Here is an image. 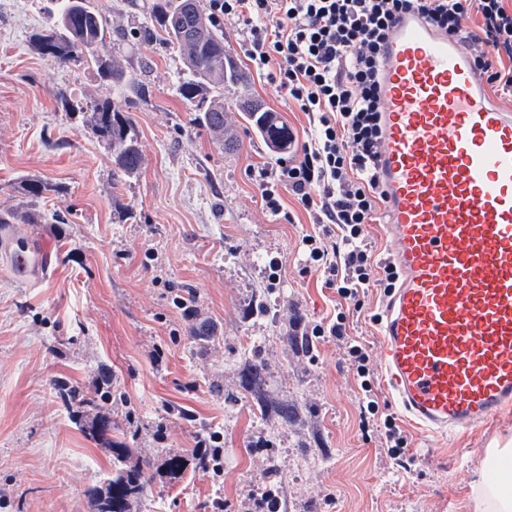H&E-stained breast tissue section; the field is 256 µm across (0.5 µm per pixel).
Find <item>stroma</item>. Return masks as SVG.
Segmentation results:
<instances>
[{"mask_svg":"<svg viewBox=\"0 0 512 512\" xmlns=\"http://www.w3.org/2000/svg\"><path fill=\"white\" fill-rule=\"evenodd\" d=\"M153 0H93L110 31L125 34L118 57L142 85V96L119 92L83 63L57 64L36 47L49 0H0V209L35 204L41 224H0V240L42 247L49 264L35 277L12 278L0 253V512H93L86 491L112 464L101 443L79 428L55 397L64 381L93 393L100 366L112 371V439L153 462L154 478L131 512H241L269 464L284 512H471L469 495L484 449L512 441V411L456 435L406 426L375 378L381 412L405 425L415 457L410 470L392 465L380 439L358 423L360 380L341 361L331 337L308 354L285 339L294 324L309 328L336 315L334 290L304 271L309 216L285 197L284 215L264 206L254 167L279 155L235 108L262 99L303 144L311 123L280 96L243 53L246 34L225 18L224 48L246 70L247 85L224 89V108L239 146L224 150L180 97L186 74L165 45L145 46L135 31L149 22ZM70 104H63L61 96ZM113 102L127 117L144 157L136 177L113 190L112 151L90 132L72 104ZM46 183L39 199L29 180ZM59 213L60 222L50 219ZM278 262L277 284L268 281ZM195 291L200 318L216 338L199 353L194 323L175 307ZM382 289H369L350 329L372 358L381 351ZM255 340L270 394L310 409L299 435L276 416L260 414L240 386L239 342ZM160 363H153V354ZM221 381L225 393L211 389ZM236 397L226 405L225 394ZM167 427L156 440L158 424ZM224 433V474L198 469L195 436ZM308 449H301L300 441ZM187 467L171 479L165 454Z\"/></svg>","mask_w":512,"mask_h":512,"instance_id":"obj_1","label":"stroma"}]
</instances>
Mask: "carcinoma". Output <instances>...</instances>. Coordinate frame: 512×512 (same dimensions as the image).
Here are the masks:
<instances>
[{"mask_svg": "<svg viewBox=\"0 0 512 512\" xmlns=\"http://www.w3.org/2000/svg\"><path fill=\"white\" fill-rule=\"evenodd\" d=\"M47 25L36 38L39 49L57 63L87 62L97 75L112 82L116 88L132 85L120 61L114 55L117 43L108 35L105 20L91 0H51ZM155 24L138 28V40L144 44L156 41L177 51L189 72L179 85L180 95L191 101L203 91H213L217 98L199 117L201 124L214 133L222 146H238L234 128L227 124L224 113V85L247 82L246 74L237 68L224 51V33L201 8L198 0H157L151 6ZM247 119L265 142L278 152H286L293 144L288 126L277 115L252 102L239 105ZM92 133L112 149L115 168L131 178L138 174L144 158L137 140L131 135L128 122L108 103H98L87 115ZM41 217L28 209L0 210V224H37ZM263 367L253 358L239 366L246 389L261 396ZM112 399L111 390L88 397L79 391H66L72 418L78 424L90 421V434L112 452L109 479L88 490L94 512H130V502L141 496L152 480L153 463L142 459L132 465L131 448L112 447V417L105 405ZM263 413L273 412L285 424L303 429L307 426L306 411L294 404L272 402L261 398Z\"/></svg>", "mask_w": 512, "mask_h": 512, "instance_id": "1", "label": "carcinoma"}]
</instances>
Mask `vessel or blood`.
Instances as JSON below:
<instances>
[{"mask_svg":"<svg viewBox=\"0 0 512 512\" xmlns=\"http://www.w3.org/2000/svg\"><path fill=\"white\" fill-rule=\"evenodd\" d=\"M383 231L397 285L381 364L406 420L455 434L512 408V111L458 35L417 14L393 25L380 72ZM19 278L48 257L8 248Z\"/></svg>","mask_w":512,"mask_h":512,"instance_id":"vessel-or-blood-1","label":"vessel or blood"}]
</instances>
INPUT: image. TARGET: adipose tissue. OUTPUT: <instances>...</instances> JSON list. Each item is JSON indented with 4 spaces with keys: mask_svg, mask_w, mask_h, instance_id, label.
Returning a JSON list of instances; mask_svg holds the SVG:
<instances>
[{
    "mask_svg": "<svg viewBox=\"0 0 512 512\" xmlns=\"http://www.w3.org/2000/svg\"><path fill=\"white\" fill-rule=\"evenodd\" d=\"M484 461L471 486L473 512H512V448L485 449Z\"/></svg>",
    "mask_w": 512,
    "mask_h": 512,
    "instance_id": "1",
    "label": "adipose tissue"
}]
</instances>
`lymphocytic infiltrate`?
Returning <instances> with one entry per match:
<instances>
[{
  "instance_id": "obj_1",
  "label": "lymphocytic infiltrate",
  "mask_w": 512,
  "mask_h": 512,
  "mask_svg": "<svg viewBox=\"0 0 512 512\" xmlns=\"http://www.w3.org/2000/svg\"><path fill=\"white\" fill-rule=\"evenodd\" d=\"M215 22L231 16L248 30L244 53L281 96L313 115V134L293 158L264 165L258 188L265 207L283 211L291 194L318 226L303 236L306 268L344 301L374 286L394 288L393 264L375 260L367 226L384 199L375 169L380 150L378 72L395 19L416 11L458 34L487 85L512 93V0H209ZM348 317L315 324L333 337L361 379L360 428L380 432L393 465L407 468L408 437L393 415H380L375 372Z\"/></svg>"
}]
</instances>
